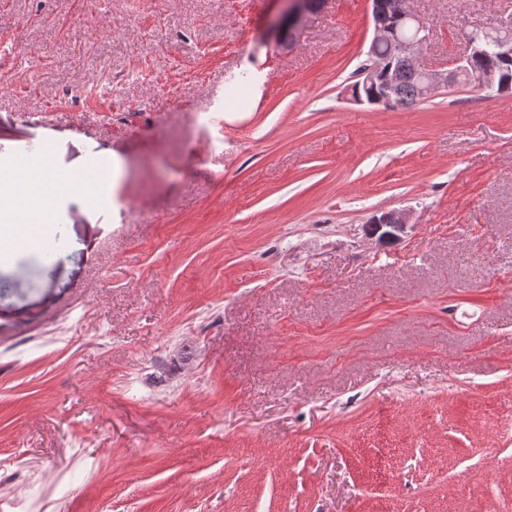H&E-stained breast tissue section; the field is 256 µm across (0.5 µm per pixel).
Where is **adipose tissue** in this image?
Masks as SVG:
<instances>
[{
    "label": "adipose tissue",
    "mask_w": 512,
    "mask_h": 512,
    "mask_svg": "<svg viewBox=\"0 0 512 512\" xmlns=\"http://www.w3.org/2000/svg\"><path fill=\"white\" fill-rule=\"evenodd\" d=\"M64 178L45 157L33 161L22 156L10 163L8 173L0 176V245L12 244L17 219L36 227L48 223L55 189Z\"/></svg>",
    "instance_id": "adipose-tissue-1"
}]
</instances>
